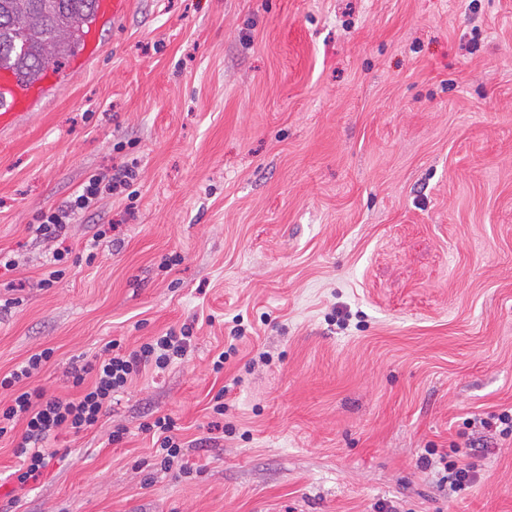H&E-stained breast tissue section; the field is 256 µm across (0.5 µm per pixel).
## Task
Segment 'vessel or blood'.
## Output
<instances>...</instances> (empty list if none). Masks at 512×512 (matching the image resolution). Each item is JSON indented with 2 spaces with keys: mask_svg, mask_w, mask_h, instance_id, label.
I'll list each match as a JSON object with an SVG mask.
<instances>
[{
  "mask_svg": "<svg viewBox=\"0 0 512 512\" xmlns=\"http://www.w3.org/2000/svg\"><path fill=\"white\" fill-rule=\"evenodd\" d=\"M58 72L48 69L34 82L14 69L0 68V130L17 127L35 112L43 99L60 83Z\"/></svg>",
  "mask_w": 512,
  "mask_h": 512,
  "instance_id": "obj_1",
  "label": "vessel or blood"
}]
</instances>
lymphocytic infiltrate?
I'll use <instances>...</instances> for the list:
<instances>
[{
  "mask_svg": "<svg viewBox=\"0 0 512 512\" xmlns=\"http://www.w3.org/2000/svg\"><path fill=\"white\" fill-rule=\"evenodd\" d=\"M137 178L134 167L125 165L115 173L91 175L80 190L64 206L41 212L32 230L37 237L57 241L53 253L55 262H62L70 248L66 245L65 231L77 213L95 207L106 195L121 193ZM192 338L191 328L180 332L169 331L152 337L138 348L125 351L115 341L105 343L101 354L71 368L72 396H58L41 388L25 387L26 379L40 371L53 357L50 348L29 356L27 361L4 375H0V391L8 399L0 404V438L18 434L14 448L21 459L18 471L19 486L37 481L46 464L47 443L62 430L80 434L96 426L112 404L113 397L145 370H163L187 355ZM143 431L156 435L161 470L183 465L186 445L177 436V422L171 416H160L144 423Z\"/></svg>",
  "mask_w": 512,
  "mask_h": 512,
  "instance_id": "1",
  "label": "lymphocytic infiltrate"
}]
</instances>
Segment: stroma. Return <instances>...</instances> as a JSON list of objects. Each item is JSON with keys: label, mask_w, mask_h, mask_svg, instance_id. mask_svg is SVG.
<instances>
[{"label": "stroma", "mask_w": 512, "mask_h": 512, "mask_svg": "<svg viewBox=\"0 0 512 512\" xmlns=\"http://www.w3.org/2000/svg\"><path fill=\"white\" fill-rule=\"evenodd\" d=\"M98 36L0 132V373L50 347L27 385L69 395L108 340H193L60 433L26 490L0 440V507L512 512V437L467 423L512 408V0H130ZM130 160L131 194L69 225L66 276L39 287L29 224ZM163 415L210 441L190 475L153 465L140 426ZM433 450L476 482L442 490Z\"/></svg>", "instance_id": "1"}]
</instances>
